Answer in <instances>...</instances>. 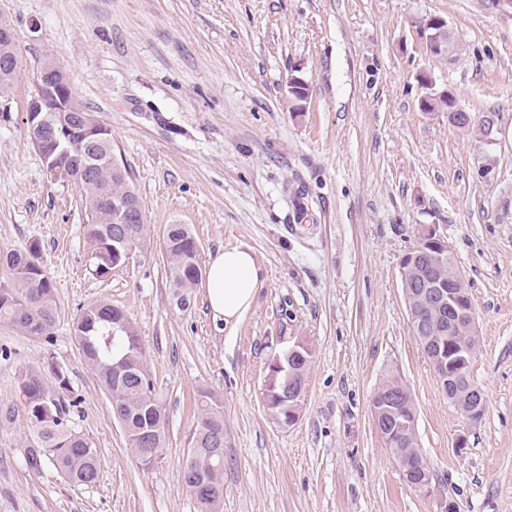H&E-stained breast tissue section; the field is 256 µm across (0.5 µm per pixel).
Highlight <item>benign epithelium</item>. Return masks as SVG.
Segmentation results:
<instances>
[{
	"label": "benign epithelium",
	"mask_w": 512,
	"mask_h": 512,
	"mask_svg": "<svg viewBox=\"0 0 512 512\" xmlns=\"http://www.w3.org/2000/svg\"><path fill=\"white\" fill-rule=\"evenodd\" d=\"M418 34L422 49L430 56L448 53V44L455 42L453 33L445 19L431 16L419 21ZM20 65L17 40L10 21L0 18V77L6 80L16 75ZM79 101L71 92L67 74L51 57L47 58L38 76L36 93L27 103L26 118L32 143L41 154L46 171L53 178H68L70 173L58 162L59 155L68 148L42 134L44 113L80 112ZM499 118L486 114L480 126L485 133L481 144L485 152L497 144ZM110 129L87 113L77 133L88 146L103 147V134ZM135 220L130 205L114 204V223L118 227L112 232V251L117 246H128L125 225ZM418 246L407 252L401 261L402 291L415 338L432 363L441 391L450 401H455L452 390L460 383L467 384L470 409L460 411L463 418L472 424L482 420L487 409V398L483 389L472 378V365L476 351L452 344L454 333L465 331L472 338L478 336L476 313L473 308L466 280L461 270L448 267V280L427 278L419 274V268L442 270L449 261L448 242L439 232L437 224H421L417 229ZM288 373L280 358L268 365L265 379L264 403L268 411L282 407L288 411V424H294L300 416L303 395L294 391L277 392L279 376ZM374 424L381 436L391 441L399 440L418 447L417 409L404 391H376L371 402ZM404 479L414 488L427 490L432 483V474L423 461L413 462L405 455L401 464Z\"/></svg>",
	"instance_id": "benign-epithelium-1"
}]
</instances>
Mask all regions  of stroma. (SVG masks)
<instances>
[{
	"label": "stroma",
	"instance_id": "stroma-1",
	"mask_svg": "<svg viewBox=\"0 0 512 512\" xmlns=\"http://www.w3.org/2000/svg\"><path fill=\"white\" fill-rule=\"evenodd\" d=\"M1 13L21 68L0 91V249L38 242L59 313L48 342L0 323L11 352L0 358V512H196L180 467L202 389L224 410L222 512H512L511 12L490 0H0ZM423 15L447 21L453 60L422 51ZM49 56L111 129L149 228L103 278L78 187L47 173L26 124ZM295 77L306 82L300 112ZM445 91L473 118L498 115L490 177L447 111H422ZM168 224L190 225L204 261L251 249L260 281L237 324L214 319L201 283L177 308ZM420 224L447 239L476 312L472 377L488 408L474 425L442 393L409 322L400 263ZM99 300L136 327L165 410L149 468L74 339L80 308ZM298 341L311 350L308 386L299 420L283 427L264 380ZM49 358L80 400L73 426L98 451L88 486L22 457L17 374ZM394 376L417 405L427 492L403 480L373 421L372 396Z\"/></svg>",
	"mask_w": 512,
	"mask_h": 512
}]
</instances>
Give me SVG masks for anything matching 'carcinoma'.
I'll list each match as a JSON object with an SVG mask.
<instances>
[{"instance_id": "obj_1", "label": "carcinoma", "mask_w": 512, "mask_h": 512, "mask_svg": "<svg viewBox=\"0 0 512 512\" xmlns=\"http://www.w3.org/2000/svg\"><path fill=\"white\" fill-rule=\"evenodd\" d=\"M79 112L46 113L44 133L69 144L65 167L75 175L90 149L80 143L74 128L80 126ZM107 147L97 152L103 157L99 165L87 168L77 186L82 203L94 219L84 226L86 237L95 244L96 275L103 277L119 265L112 255V201L129 196L138 199L130 185L127 170L117 173L104 158L112 153V134H106ZM170 266L171 287L176 306L189 307L191 292L202 277L196 238L187 224L164 227ZM0 267L9 272L10 283L0 287V323L8 324L35 338H49L58 316V301L52 281L40 262V248L30 243L23 248L0 251ZM124 311L104 300L80 309L74 323L75 340L85 362L94 370L101 387L114 395L119 405L121 422L135 458L145 468L158 454L166 436V417L159 411L153 378L146 352L136 328L126 322V330L112 334V317ZM126 358L127 374L114 385L112 358ZM310 361L294 359V373L288 387L306 392ZM53 375L54 383L47 376ZM19 398L27 414L28 436L23 448L26 467L36 473L52 466L70 482L88 485L96 481L99 458L92 441L76 431L69 419L70 408L78 400L71 398L65 374L47 360L38 366L23 369L17 377ZM198 422L191 449L183 460L182 483L196 503L197 512H220L224 501V460L214 450L224 447V414L221 401L210 391L198 394Z\"/></svg>"}]
</instances>
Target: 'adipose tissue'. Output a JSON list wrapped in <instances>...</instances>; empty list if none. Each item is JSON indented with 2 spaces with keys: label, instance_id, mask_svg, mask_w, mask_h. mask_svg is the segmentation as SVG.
<instances>
[{
  "label": "adipose tissue",
  "instance_id": "ef3b65f1",
  "mask_svg": "<svg viewBox=\"0 0 512 512\" xmlns=\"http://www.w3.org/2000/svg\"><path fill=\"white\" fill-rule=\"evenodd\" d=\"M260 279V267L247 249L231 247L216 252L206 269V299L215 318L238 322L251 308Z\"/></svg>",
  "mask_w": 512,
  "mask_h": 512
}]
</instances>
